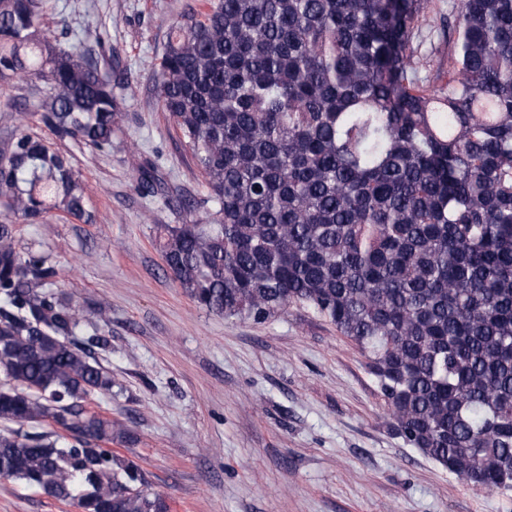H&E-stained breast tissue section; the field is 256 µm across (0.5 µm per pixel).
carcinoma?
<instances>
[{
    "label": "carcinoma",
    "instance_id": "1",
    "mask_svg": "<svg viewBox=\"0 0 512 512\" xmlns=\"http://www.w3.org/2000/svg\"><path fill=\"white\" fill-rule=\"evenodd\" d=\"M430 0H211L170 26L156 68L205 178L195 224H155L173 279L226 319L310 306L367 354L404 442L458 477L512 490V0L448 12V80L411 48ZM45 0H0V86L45 82L59 143L112 149L104 54L63 50ZM138 188L158 194L153 164ZM94 223L67 158L29 129L0 145V477L82 512H170L91 410L115 386L73 339L62 269L17 224ZM52 431H38L42 424Z\"/></svg>",
    "mask_w": 512,
    "mask_h": 512
}]
</instances>
